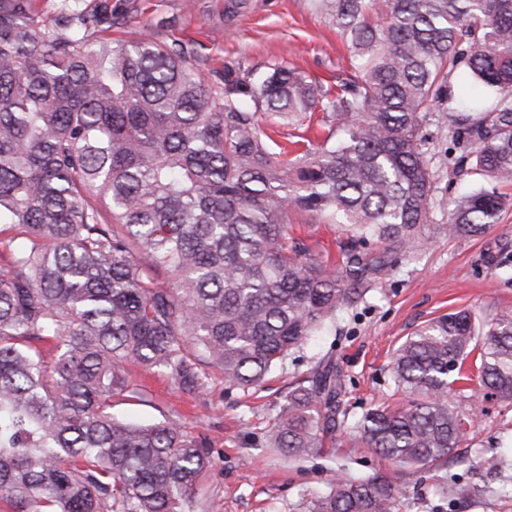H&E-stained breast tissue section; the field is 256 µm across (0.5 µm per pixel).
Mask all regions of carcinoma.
I'll use <instances>...</instances> for the list:
<instances>
[{"label":"carcinoma","instance_id":"carcinoma-1","mask_svg":"<svg viewBox=\"0 0 512 512\" xmlns=\"http://www.w3.org/2000/svg\"><path fill=\"white\" fill-rule=\"evenodd\" d=\"M38 2L0 0V503L188 512L212 467L207 439L177 414L116 417L112 397H145L127 366L185 394L211 372L245 391L336 327L427 243L443 204L421 135L433 112L475 145L453 165L482 181L444 230L493 227L512 206L498 191L512 185V0H305L350 53L330 84L239 59L209 84L159 24L112 40L95 36L112 24L107 0H60L48 24ZM250 9L225 0L224 26ZM450 78L482 95H452ZM318 112L322 137L291 152L263 129ZM295 216L337 227L340 270L294 236ZM391 372L406 405L358 419L332 357L292 384L272 447L305 460L340 434L399 467L396 481L340 469L304 512H399L400 485L456 460L487 415L473 399L512 400V308L481 327L465 309L431 320ZM505 466L493 451L476 464Z\"/></svg>","mask_w":512,"mask_h":512}]
</instances>
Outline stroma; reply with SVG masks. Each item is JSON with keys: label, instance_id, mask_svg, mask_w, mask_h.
Here are the masks:
<instances>
[{"label": "stroma", "instance_id": "obj_1", "mask_svg": "<svg viewBox=\"0 0 512 512\" xmlns=\"http://www.w3.org/2000/svg\"><path fill=\"white\" fill-rule=\"evenodd\" d=\"M253 2L254 9L228 30L224 0H110L115 24L108 35L132 38L144 23L168 18L172 25L163 31V40L182 41L205 58L202 75L209 82L228 59L259 67L279 60L324 82L346 64L348 52L340 37L303 0ZM423 133L436 196L450 201L473 187L470 172L455 171L448 163L449 157L470 154L472 144L454 143L439 112L424 123ZM432 219L421 251L401 257L393 271L376 279L364 301L342 314L335 330L294 351L259 389L228 391L212 375L197 394L187 395L166 378L131 368V381L143 385L146 400L116 402L114 415L153 423L178 413L208 441L214 467L195 494L192 512H304L306 500L328 489L338 466L353 476L396 471L394 462L345 436L320 457L292 460L269 447L267 432L291 382L306 376L321 357L332 356L339 364L343 406L351 415L378 404L399 407L405 397L395 389L389 362L406 336L462 308L485 321L497 307L512 306V207L479 236H448L443 230L447 210H435ZM478 430L477 438L459 448L460 463L427 470L418 488L402 491L401 512H512L503 477L479 478L467 466L491 447L512 460V402L502 415L479 420ZM469 482L479 486L469 499L440 493L442 485Z\"/></svg>", "mask_w": 512, "mask_h": 512}]
</instances>
